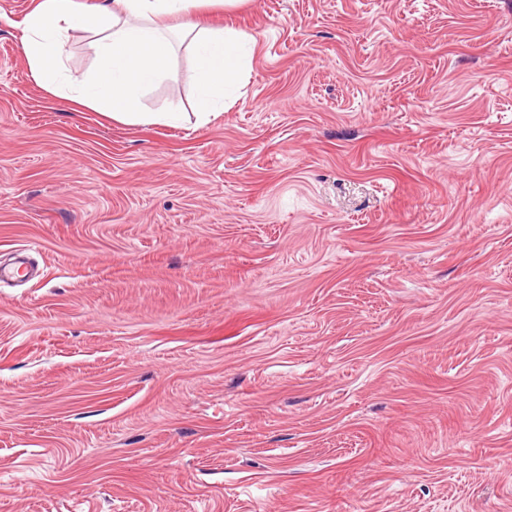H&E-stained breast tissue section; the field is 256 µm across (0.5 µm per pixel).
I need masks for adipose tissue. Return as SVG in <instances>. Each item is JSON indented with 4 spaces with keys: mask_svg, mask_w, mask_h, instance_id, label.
<instances>
[{
    "mask_svg": "<svg viewBox=\"0 0 512 512\" xmlns=\"http://www.w3.org/2000/svg\"><path fill=\"white\" fill-rule=\"evenodd\" d=\"M209 0H36L25 16L20 42L30 73L48 94L102 112L129 126L180 127L184 116L168 107L153 110L143 99L169 72L172 44L164 21L182 18L193 65L188 79L197 104V125L226 112L246 84L252 39L232 27L207 28L196 19ZM90 35L96 67L77 77L62 63L70 32Z\"/></svg>",
    "mask_w": 512,
    "mask_h": 512,
    "instance_id": "adipose-tissue-1",
    "label": "adipose tissue"
}]
</instances>
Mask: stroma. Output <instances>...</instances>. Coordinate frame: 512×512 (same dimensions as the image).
Segmentation results:
<instances>
[{"instance_id": "1", "label": "stroma", "mask_w": 512, "mask_h": 512, "mask_svg": "<svg viewBox=\"0 0 512 512\" xmlns=\"http://www.w3.org/2000/svg\"><path fill=\"white\" fill-rule=\"evenodd\" d=\"M0 0V512H512V0H245L204 127L72 112ZM152 109L194 112L187 42Z\"/></svg>"}]
</instances>
